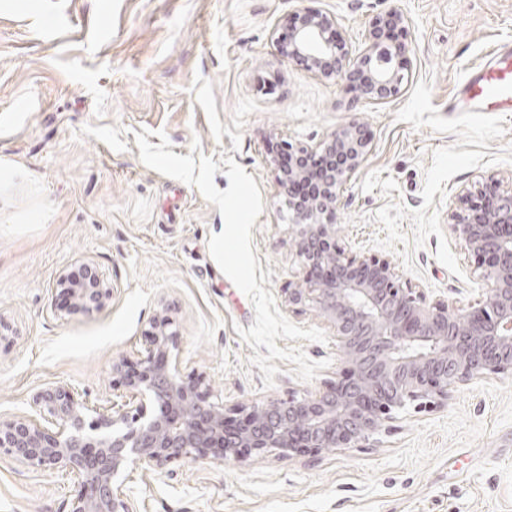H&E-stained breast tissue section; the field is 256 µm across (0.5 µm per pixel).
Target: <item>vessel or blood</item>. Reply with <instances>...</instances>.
Wrapping results in <instances>:
<instances>
[{"mask_svg":"<svg viewBox=\"0 0 512 512\" xmlns=\"http://www.w3.org/2000/svg\"><path fill=\"white\" fill-rule=\"evenodd\" d=\"M448 108L458 112H512V42L497 43L480 65L469 69Z\"/></svg>","mask_w":512,"mask_h":512,"instance_id":"1","label":"vessel or blood"}]
</instances>
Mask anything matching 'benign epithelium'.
Returning <instances> with one entry per match:
<instances>
[{
	"label": "benign epithelium",
	"mask_w": 512,
	"mask_h": 512,
	"mask_svg": "<svg viewBox=\"0 0 512 512\" xmlns=\"http://www.w3.org/2000/svg\"><path fill=\"white\" fill-rule=\"evenodd\" d=\"M404 29L398 10L378 14L364 47L355 51L338 34L336 18L304 9L293 16L279 50L382 104L400 95L412 75ZM370 153L359 123L336 129L319 149L288 147L286 168L270 152L304 271L301 283L288 289V307L320 313L343 357L340 377L304 397L238 407L233 419L224 404L210 400L203 382L185 380L169 363L179 332L162 311L145 330L137 361L112 365L123 373L135 406L101 412L68 387H47L33 398L35 414L0 419V451L27 467L73 474L80 489L69 512H134L117 484L129 466L161 479L171 474L170 465L212 453L223 461L271 448L286 457L318 456L370 439L407 401L442 403L457 384L511 376L512 189L483 184L461 194L448 212L486 284L478 306L454 309L403 285L389 260L339 243V200ZM84 270L78 281L60 275L56 286L74 307L90 311L112 296V288L95 267Z\"/></svg>",
	"instance_id": "7a95c632"
}]
</instances>
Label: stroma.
I'll return each mask as SVG.
<instances>
[{
	"mask_svg": "<svg viewBox=\"0 0 512 512\" xmlns=\"http://www.w3.org/2000/svg\"><path fill=\"white\" fill-rule=\"evenodd\" d=\"M305 8L335 16L356 48L373 16L401 10L406 89L373 105L283 58L277 41ZM46 10L58 24L42 25ZM500 41H512V0H0V416L32 413L55 385L111 407L126 392L113 362L137 358L164 308L182 376L202 377L225 407L301 397L340 374L335 341L303 339L328 367L305 382L281 360L265 387L238 334L253 306L209 252L222 216L141 161L144 130L152 145L165 137L174 154L196 147L253 176L264 204L254 254L290 322L324 326L316 310L288 309L303 270L268 149L315 147L354 121L373 151L341 198L340 244L390 260L429 298L481 300L448 210L476 184L512 188V112H452L448 101ZM87 262L112 289L91 311L54 289ZM122 490L137 512H512V376L458 386L441 406L406 403L368 441L318 459H186L164 480L130 471ZM76 493L64 471L0 454V512H68Z\"/></svg>",
	"mask_w": 512,
	"mask_h": 512,
	"instance_id": "35a3bbf8",
	"label": "stroma"
}]
</instances>
